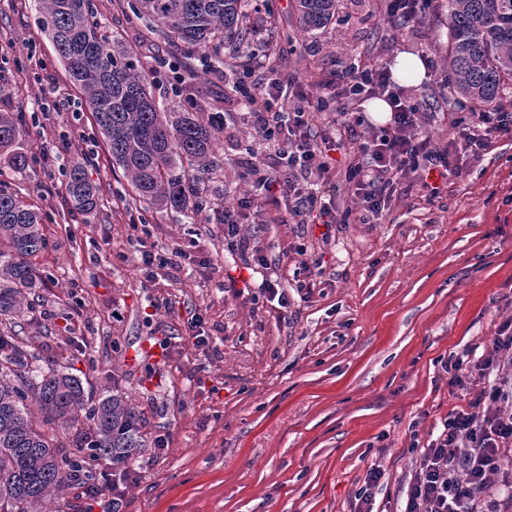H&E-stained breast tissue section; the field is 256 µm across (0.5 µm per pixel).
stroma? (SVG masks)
Masks as SVG:
<instances>
[{"mask_svg":"<svg viewBox=\"0 0 512 512\" xmlns=\"http://www.w3.org/2000/svg\"><path fill=\"white\" fill-rule=\"evenodd\" d=\"M127 2L90 5L102 32L137 54L160 103L189 96L201 112L223 113L224 173L206 182L196 213L134 200L91 111L55 107L84 97L37 0H0V112L18 115L14 146L28 158L0 168V185L41 213L47 241L19 336L39 365L79 375L93 398L119 387L148 438L164 439L129 463L123 512H350L374 463L385 471L374 508L396 512L415 466L411 444L484 386L476 376L466 392L449 386L443 361L466 348L482 355L512 319V139L449 177L440 198L395 192L380 224H285L258 207L239 233L260 239L290 307L234 295L228 276L241 260L213 217L251 193L247 168L273 154L229 97L251 51L225 48L223 77H190L202 51L137 19ZM385 8L340 0L336 23L306 33L293 0H269L261 35L278 49L279 77L311 97L353 62L390 68L402 52L444 61V12L404 27L387 23ZM414 92L427 102L423 132L444 145L469 101L429 76ZM75 162L100 188L90 214L64 187ZM146 250L153 266L140 260ZM193 312L210 351L187 337Z\"/></svg>","mask_w":512,"mask_h":512,"instance_id":"35a3bbf8","label":"stroma"}]
</instances>
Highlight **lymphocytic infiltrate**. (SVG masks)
Segmentation results:
<instances>
[{"label":"lymphocytic infiltrate","instance_id":"1","mask_svg":"<svg viewBox=\"0 0 512 512\" xmlns=\"http://www.w3.org/2000/svg\"><path fill=\"white\" fill-rule=\"evenodd\" d=\"M269 59V52L254 53L255 79L234 85L257 118L256 132L275 146L266 166L248 172L253 195L224 213L226 246L239 254L249 272L266 265L267 259L261 246L240 237L242 211L263 203L274 207L286 223L304 224L314 215L326 224L349 222V215L338 214L329 200L336 190L334 152L352 144L359 147L346 160L345 179L361 208L357 219L363 224L386 215L400 179L419 184L427 199H434L440 189L425 182L423 171L436 169L444 178L461 175L495 139L512 138V110L503 104L454 122L452 137L436 147L420 132L422 101L396 86L386 67L350 64L335 90L311 100L293 92L290 84L264 81ZM374 96L388 103L392 123L369 138L364 116L351 103ZM330 109L335 112V133L314 134L312 113ZM467 365L489 382L417 447L403 512H512V413L498 407L499 401L512 396V373L504 371L512 366V323L499 327L487 351L473 363L455 356L450 363L451 386L465 387L462 369Z\"/></svg>","mask_w":512,"mask_h":512}]
</instances>
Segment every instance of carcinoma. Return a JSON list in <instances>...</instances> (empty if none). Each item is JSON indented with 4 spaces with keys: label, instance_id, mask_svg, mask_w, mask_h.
Masks as SVG:
<instances>
[{
    "label": "carcinoma",
    "instance_id": "obj_1",
    "mask_svg": "<svg viewBox=\"0 0 512 512\" xmlns=\"http://www.w3.org/2000/svg\"><path fill=\"white\" fill-rule=\"evenodd\" d=\"M44 29L73 84L80 86L112 160L140 201L183 212L201 184L221 170L218 134L224 117L165 112L152 95L150 75L119 40L99 30L89 0H41ZM138 14L188 45L237 47L248 39L245 0H135ZM299 28L336 21L339 0H294ZM449 84L472 105L503 101L512 89V0H446ZM16 126L0 112V150L21 169L12 150ZM74 208L96 210L99 188L79 164L66 171ZM45 248L41 216L18 194L0 188V512H41L42 501L70 486L79 469L95 477L90 461L126 463L143 457L149 440L137 408L118 388L94 405L79 377L53 367L34 370L31 355L12 332L28 309L40 275L33 263ZM90 423L89 453L65 449L57 431Z\"/></svg>",
    "mask_w": 512,
    "mask_h": 512
}]
</instances>
